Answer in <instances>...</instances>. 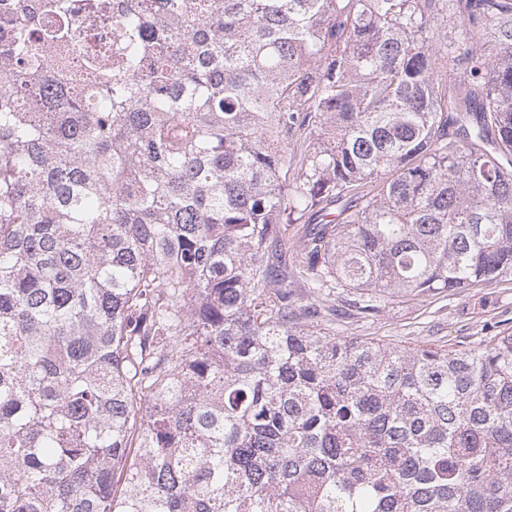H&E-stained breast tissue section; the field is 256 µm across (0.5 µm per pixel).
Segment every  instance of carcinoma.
Returning a JSON list of instances; mask_svg holds the SVG:
<instances>
[{
	"mask_svg": "<svg viewBox=\"0 0 512 512\" xmlns=\"http://www.w3.org/2000/svg\"><path fill=\"white\" fill-rule=\"evenodd\" d=\"M290 267L512 280V0H0V512H512V333ZM347 304L336 299V308L347 312L346 318L336 321V333L407 347L469 349L488 336L512 332V281L430 294L405 303L387 301L368 318Z\"/></svg>",
	"mask_w": 512,
	"mask_h": 512,
	"instance_id": "1",
	"label": "carcinoma"
}]
</instances>
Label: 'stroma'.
Segmentation results:
<instances>
[{"label": "stroma", "instance_id": "35a3bbf8", "mask_svg": "<svg viewBox=\"0 0 512 512\" xmlns=\"http://www.w3.org/2000/svg\"><path fill=\"white\" fill-rule=\"evenodd\" d=\"M336 330L344 336L379 338L407 347L475 348L487 337L512 332V281L405 303L389 301L368 318L351 307Z\"/></svg>", "mask_w": 512, "mask_h": 512}]
</instances>
